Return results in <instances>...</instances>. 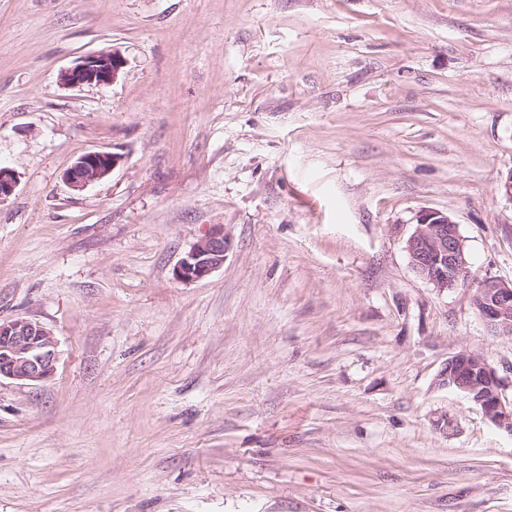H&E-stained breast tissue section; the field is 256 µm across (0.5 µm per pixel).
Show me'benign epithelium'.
Wrapping results in <instances>:
<instances>
[{
  "instance_id": "obj_1",
  "label": "benign epithelium",
  "mask_w": 512,
  "mask_h": 512,
  "mask_svg": "<svg viewBox=\"0 0 512 512\" xmlns=\"http://www.w3.org/2000/svg\"><path fill=\"white\" fill-rule=\"evenodd\" d=\"M123 64L115 52L88 55L64 70L61 80L71 86L109 84ZM119 162L115 153L89 152L66 170L64 180L72 189L80 190L108 175ZM228 246L223 225H215L176 265L175 279L189 283L209 277L224 265ZM406 251L415 272L435 288L444 291L469 283L463 236L458 224L443 212L427 210L417 217ZM473 306L492 331L512 334V281H482L473 295ZM58 359L57 341L44 326L24 318L0 321V378L38 384L53 376ZM438 382L465 395L488 421L512 434V401L503 399V380L483 356L467 350L454 354Z\"/></svg>"
}]
</instances>
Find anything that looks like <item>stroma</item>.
Masks as SVG:
<instances>
[{
	"label": "stroma",
	"instance_id": "35a3bbf8",
	"mask_svg": "<svg viewBox=\"0 0 512 512\" xmlns=\"http://www.w3.org/2000/svg\"><path fill=\"white\" fill-rule=\"evenodd\" d=\"M0 167V320L59 352L0 379V512H512V434L437 383L466 349L512 400L472 303L512 281V0H0ZM425 210L470 286L412 268ZM123 64V59L115 52L88 55L64 70L61 80L71 86L109 84L116 79ZM120 162L115 153L95 151L80 156L65 172V182L74 190L108 175ZM229 242L223 225H215L211 232L194 244L174 268L180 282H196L209 277L224 265Z\"/></svg>",
	"mask_w": 512,
	"mask_h": 512
}]
</instances>
